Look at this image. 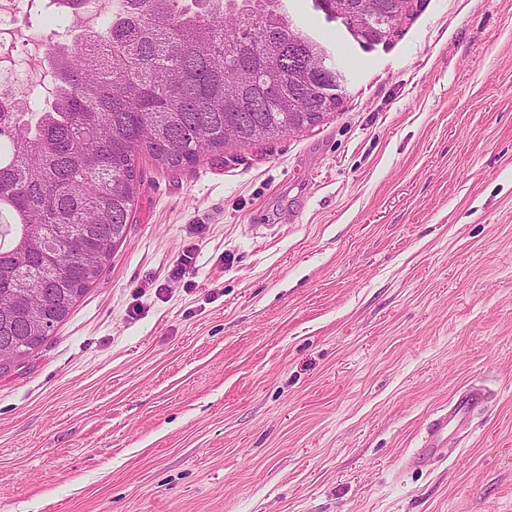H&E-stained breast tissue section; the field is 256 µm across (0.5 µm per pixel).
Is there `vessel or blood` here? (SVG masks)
<instances>
[{
  "label": "vessel or blood",
  "instance_id": "obj_1",
  "mask_svg": "<svg viewBox=\"0 0 512 512\" xmlns=\"http://www.w3.org/2000/svg\"><path fill=\"white\" fill-rule=\"evenodd\" d=\"M489 399V392L479 385L459 390L446 408L436 411L426 421L420 446L408 458V465H432L447 459L450 437L470 432L474 415L485 408Z\"/></svg>",
  "mask_w": 512,
  "mask_h": 512
}]
</instances>
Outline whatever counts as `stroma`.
<instances>
[{
  "label": "stroma",
  "instance_id": "35a3bbf8",
  "mask_svg": "<svg viewBox=\"0 0 512 512\" xmlns=\"http://www.w3.org/2000/svg\"><path fill=\"white\" fill-rule=\"evenodd\" d=\"M310 3L340 105L138 158L102 276L0 374V512H512V0H412L370 50ZM469 384L470 433L408 467Z\"/></svg>",
  "mask_w": 512,
  "mask_h": 512
}]
</instances>
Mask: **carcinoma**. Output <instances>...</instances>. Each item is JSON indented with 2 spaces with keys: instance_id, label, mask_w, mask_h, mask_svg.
<instances>
[{
  "instance_id": "cac0c4a2",
  "label": "carcinoma",
  "mask_w": 512,
  "mask_h": 512,
  "mask_svg": "<svg viewBox=\"0 0 512 512\" xmlns=\"http://www.w3.org/2000/svg\"><path fill=\"white\" fill-rule=\"evenodd\" d=\"M282 0H119L97 35L74 26L54 102L0 93V347L39 349L102 275L141 190L135 161L177 170L275 140L339 105L323 42ZM364 49L410 0H316Z\"/></svg>"
}]
</instances>
